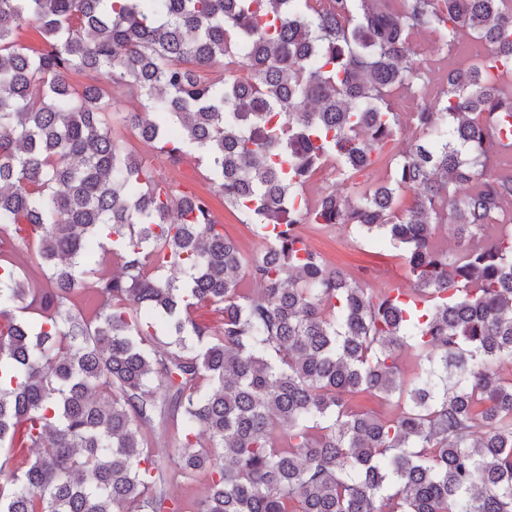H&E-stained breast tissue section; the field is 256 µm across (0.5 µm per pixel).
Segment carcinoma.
I'll use <instances>...</instances> for the list:
<instances>
[{
	"label": "carcinoma",
	"mask_w": 512,
	"mask_h": 512,
	"mask_svg": "<svg viewBox=\"0 0 512 512\" xmlns=\"http://www.w3.org/2000/svg\"><path fill=\"white\" fill-rule=\"evenodd\" d=\"M428 29L483 62L435 82ZM506 73L512 0H0V473L35 451L0 512H180L170 469L208 478L195 512H512ZM116 88L122 125L204 165L263 250L113 135ZM328 160L344 190L304 198ZM308 224L403 250L414 287L361 286ZM156 422L181 430L167 464Z\"/></svg>",
	"instance_id": "1"
}]
</instances>
